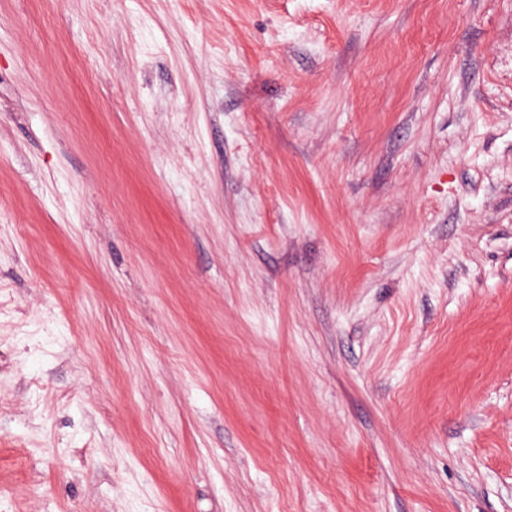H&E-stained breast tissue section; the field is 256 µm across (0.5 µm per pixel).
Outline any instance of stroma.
Wrapping results in <instances>:
<instances>
[{
    "mask_svg": "<svg viewBox=\"0 0 512 512\" xmlns=\"http://www.w3.org/2000/svg\"><path fill=\"white\" fill-rule=\"evenodd\" d=\"M0 512H512V0H0Z\"/></svg>",
    "mask_w": 512,
    "mask_h": 512,
    "instance_id": "obj_1",
    "label": "stroma"
}]
</instances>
